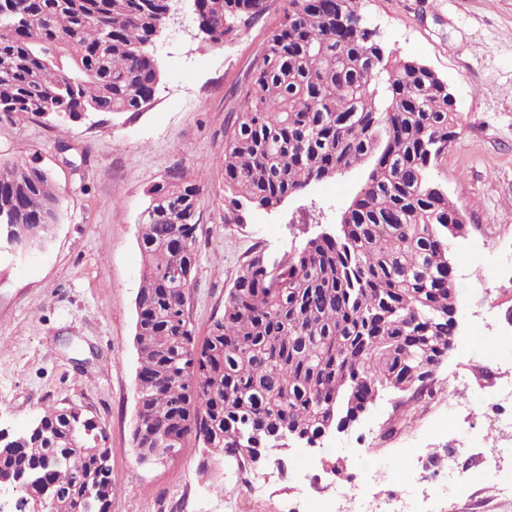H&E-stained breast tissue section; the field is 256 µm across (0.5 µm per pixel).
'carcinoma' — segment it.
<instances>
[{"instance_id": "1", "label": "carcinoma", "mask_w": 512, "mask_h": 512, "mask_svg": "<svg viewBox=\"0 0 512 512\" xmlns=\"http://www.w3.org/2000/svg\"><path fill=\"white\" fill-rule=\"evenodd\" d=\"M216 45L271 0H199ZM360 0H288L262 45L232 124L224 126V223L242 224L312 183L362 162L365 185L340 229L279 260L257 250L239 267L224 312L197 342L177 278L197 255L200 188L174 169L142 212L133 441L203 448L244 468L275 430L318 434L319 417L352 421L373 392L420 400L448 356L458 291L448 282L449 225L459 212L433 170L458 135L448 84L368 39ZM164 0H11L0 16V112L72 124L134 113L161 74L149 51ZM50 174L0 166V244L44 242L58 220ZM105 430L77 407H47L0 443V472H21V502L49 488L63 512H110L97 489Z\"/></svg>"}]
</instances>
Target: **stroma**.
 <instances>
[{"instance_id": "1", "label": "stroma", "mask_w": 512, "mask_h": 512, "mask_svg": "<svg viewBox=\"0 0 512 512\" xmlns=\"http://www.w3.org/2000/svg\"><path fill=\"white\" fill-rule=\"evenodd\" d=\"M376 38L397 57L422 62L448 84L459 134L434 173L465 216L450 254L458 276L455 342L480 335L472 352H449L437 367L429 402L386 394L348 431L323 447L292 448L283 466L237 474L230 458L203 462L197 446L164 463L140 462L132 442L137 409L135 299L142 260L137 224L150 187L175 166L202 188L197 268L188 315L197 338L224 312L240 264L255 249L277 257L332 231L362 188L368 166L312 184L278 209L224 221V127L256 55L282 16L281 0L216 47L198 30L190 0L165 24L152 50L161 70L153 101L135 114L99 115L61 127L41 116L0 118V162L31 159L49 169L61 221L47 249L27 259L0 253V429L18 432L51 405L76 406L106 430L112 512H289L298 491L295 463L338 467L324 494L333 497L361 467L407 475L445 468L449 440L481 426V396L512 383V365L473 369L496 337L512 336V0H361ZM504 255L484 283L481 248ZM482 291L481 306L464 303ZM413 421L399 426L403 411ZM397 423L385 436L388 423ZM483 448L454 458L453 478L469 499L444 512H512L484 478Z\"/></svg>"}]
</instances>
